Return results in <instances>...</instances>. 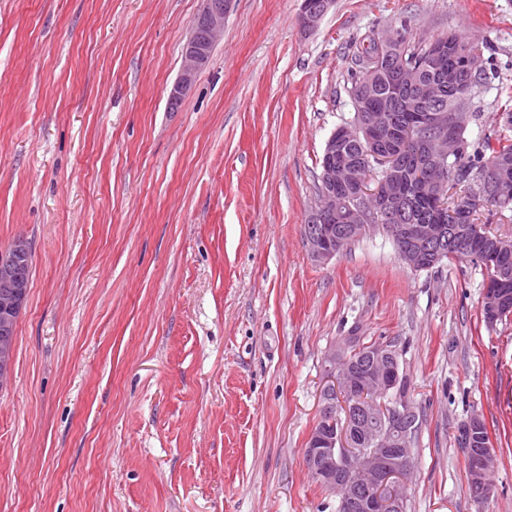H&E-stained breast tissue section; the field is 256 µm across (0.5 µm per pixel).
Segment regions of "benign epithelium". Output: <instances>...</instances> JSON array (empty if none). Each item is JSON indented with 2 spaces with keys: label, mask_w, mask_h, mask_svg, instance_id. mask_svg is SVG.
<instances>
[{
  "label": "benign epithelium",
  "mask_w": 512,
  "mask_h": 512,
  "mask_svg": "<svg viewBox=\"0 0 512 512\" xmlns=\"http://www.w3.org/2000/svg\"><path fill=\"white\" fill-rule=\"evenodd\" d=\"M334 0H302L299 21L302 27L314 28L329 11ZM231 0H202L186 43L183 47L184 64L178 80L172 86L169 102L180 103L191 89L197 75L208 65L214 45L224 33V18ZM483 67L479 51L467 55L463 72L455 80L470 86L469 75ZM404 78L416 85L419 98L426 108L410 114L401 135L420 143L423 163L418 175L427 199L439 208L435 224H394L392 237L399 244L398 254L403 264L412 271H419L428 264H435L441 257L433 246L443 242L446 230L454 228L457 213L448 209V195L454 190L445 171L448 161L462 149L459 132L467 127L474 114L464 102L448 109L434 106L440 99V85L423 79L401 65ZM380 117L357 114V119L338 127L327 139L321 163L320 187L315 206L311 209L314 220L323 223L319 228L307 230L306 242L312 257L328 262L348 248L346 234H364L374 222L387 218L399 207L402 194L398 178L396 156L379 142L374 127ZM362 138L368 163L350 173L336 161L342 145ZM503 167L483 171L476 177L475 192L497 202L512 199V180ZM353 183L349 195L336 193V186ZM494 247L485 253L483 265L487 283L483 306L488 322H495L507 308L508 299L498 292L502 284L499 267L503 251L500 238H493ZM28 243L17 239L7 249L0 251V325L14 320L22 310L28 285L18 276L14 267V254L27 249ZM348 344L341 340L324 356L327 385L322 393V409L330 413L334 396L349 393L361 386L371 395L369 399L340 401L336 412L343 424L332 433L322 427L312 429L304 459L321 484L339 496L342 505L352 508L368 505L372 512H405V498L400 490L408 478L413 463L410 457L411 425L416 416L409 396V389L398 386V374L392 365L395 348L385 344L370 355V368L359 375L344 358ZM15 346L0 344V386L11 377ZM482 419L473 415L460 431L457 439L468 467L469 484L473 492L483 498L494 489L492 469L493 452L490 445L481 442L479 434ZM374 438L371 448H358L356 442Z\"/></svg>",
  "instance_id": "obj_1"
}]
</instances>
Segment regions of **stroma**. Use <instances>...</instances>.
Wrapping results in <instances>:
<instances>
[{
  "instance_id": "stroma-1",
  "label": "stroma",
  "mask_w": 512,
  "mask_h": 512,
  "mask_svg": "<svg viewBox=\"0 0 512 512\" xmlns=\"http://www.w3.org/2000/svg\"><path fill=\"white\" fill-rule=\"evenodd\" d=\"M232 0L177 109L201 0H0V250L29 293L0 388V512H336L304 450L328 349L400 337L420 415L407 512H512V316L468 261L412 271L382 231L308 251L357 43L482 45L470 137L512 138V0ZM483 418L476 502L457 431ZM334 0H303L299 21L305 29L314 28L329 11Z\"/></svg>"
}]
</instances>
